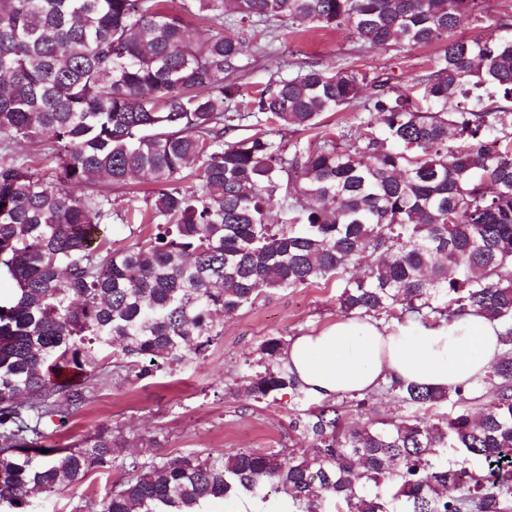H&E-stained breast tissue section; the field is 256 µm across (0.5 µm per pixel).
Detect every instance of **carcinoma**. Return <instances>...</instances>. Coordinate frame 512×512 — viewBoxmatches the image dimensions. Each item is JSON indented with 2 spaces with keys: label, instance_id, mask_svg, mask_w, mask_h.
<instances>
[{
  "label": "carcinoma",
  "instance_id": "obj_1",
  "mask_svg": "<svg viewBox=\"0 0 512 512\" xmlns=\"http://www.w3.org/2000/svg\"><path fill=\"white\" fill-rule=\"evenodd\" d=\"M0 0V503L30 512L112 465L108 424L45 448L40 426L86 403L106 351L127 378L204 354L229 314L280 291L340 284L341 310L438 323L473 309L507 330L475 410L468 384L392 383L417 416L353 423L330 399L292 421L309 456L243 450L132 463L101 512H201L240 491L288 493L296 512H512V14L485 41L457 36L480 0ZM239 22L346 29L368 50L437 49L418 96L355 67L314 63L270 77L248 102L233 78ZM365 99L356 135L292 153L266 126L295 132ZM253 134L227 141L242 126ZM496 149H487L488 143ZM143 176L146 206L114 208ZM83 190L79 197L76 189ZM121 222L136 242L113 247ZM261 346L239 376L256 399L306 394ZM71 367L83 382L56 372ZM491 467L481 475L472 463Z\"/></svg>",
  "mask_w": 512,
  "mask_h": 512
}]
</instances>
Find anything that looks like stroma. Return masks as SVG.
Wrapping results in <instances>:
<instances>
[{
	"label": "stroma",
	"instance_id": "obj_1",
	"mask_svg": "<svg viewBox=\"0 0 512 512\" xmlns=\"http://www.w3.org/2000/svg\"><path fill=\"white\" fill-rule=\"evenodd\" d=\"M512 14V0H483L482 9L459 34L485 40L497 32V20ZM240 57L237 80L244 85L231 106L246 111L249 96L271 74L290 77L307 62L322 67L353 66L387 78L394 89H407L412 77L430 70L437 51L416 47L401 51L361 49L348 31L309 26L284 35L277 21L249 27ZM336 283L296 288L272 295L221 320L222 331L200 359L144 379L117 377L111 359L100 362L86 405L66 421L47 423V446L63 448L90 435L103 422L111 423L125 447L111 468L95 469L46 498L31 494L33 512H100L112 488L128 476L127 462L157 456L231 454L241 449L270 452L288 449L300 455L308 443L290 422L316 397L300 402L292 392L258 400L228 384L244 371L245 361H257L269 338L290 341L318 332L341 319Z\"/></svg>",
	"mask_w": 512,
	"mask_h": 512
}]
</instances>
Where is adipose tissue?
<instances>
[{"mask_svg":"<svg viewBox=\"0 0 512 512\" xmlns=\"http://www.w3.org/2000/svg\"><path fill=\"white\" fill-rule=\"evenodd\" d=\"M504 333L473 310L435 324L348 318L295 337L282 359L301 389L321 400L371 393L393 381L448 388L484 377L505 350Z\"/></svg>","mask_w":512,"mask_h":512,"instance_id":"obj_1","label":"adipose tissue"}]
</instances>
